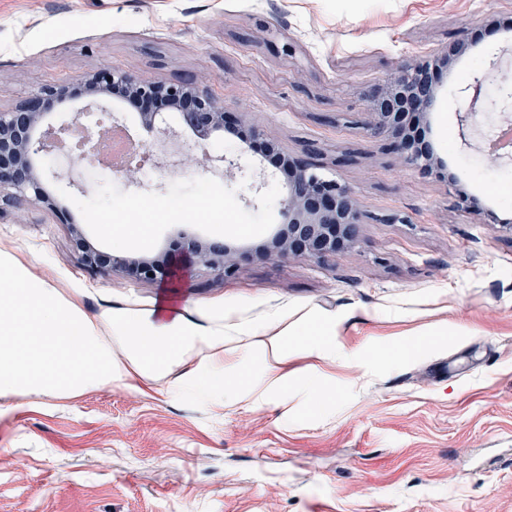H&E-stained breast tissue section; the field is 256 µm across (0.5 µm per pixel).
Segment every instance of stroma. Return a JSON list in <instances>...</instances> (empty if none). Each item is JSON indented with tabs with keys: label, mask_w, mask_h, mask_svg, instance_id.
<instances>
[{
	"label": "stroma",
	"mask_w": 512,
	"mask_h": 512,
	"mask_svg": "<svg viewBox=\"0 0 512 512\" xmlns=\"http://www.w3.org/2000/svg\"><path fill=\"white\" fill-rule=\"evenodd\" d=\"M467 38L419 118L445 163L425 176L367 137L369 94ZM107 64L208 90L234 113V133L202 141L167 111L178 136L157 142L133 102L112 101L153 143V174L49 155L53 206L0 207V251L91 316L171 297L192 313L284 310L283 331L335 319L336 357L320 364L331 398L316 417L301 392L228 407L184 367L138 390L0 395V512H512V156L490 147L512 116L500 92L512 85V0H0V112ZM477 74L479 122L465 128ZM252 126L292 158L315 144L322 174L354 189L365 214L354 247L323 260L263 255L288 179L241 139ZM347 152L352 162L337 164ZM205 153L238 167L204 166ZM463 195L480 213L458 209ZM110 211L151 236L118 244L101 219ZM76 228L121 257L160 256L185 236L218 241L240 265L225 278L94 275ZM426 333L433 342L412 356L379 362Z\"/></svg>",
	"instance_id": "obj_1"
}]
</instances>
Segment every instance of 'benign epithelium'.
I'll return each instance as SVG.
<instances>
[{"instance_id":"obj_1","label":"benign epithelium","mask_w":512,"mask_h":512,"mask_svg":"<svg viewBox=\"0 0 512 512\" xmlns=\"http://www.w3.org/2000/svg\"><path fill=\"white\" fill-rule=\"evenodd\" d=\"M469 43L457 40L433 55L400 67L384 84L370 94L373 104L372 121L366 132L370 138L387 137L391 147L403 162L422 174L430 173L441 160L412 141L400 118L406 114L427 112L437 98L434 63L448 64L464 55ZM76 83L83 95L93 102L113 98L134 100L141 107L142 125L152 131L160 110L168 107L179 125L207 140L224 134L231 113L209 94L189 83L166 84L146 82L128 73H119L105 66ZM484 78L476 77L470 88L473 95L465 110L464 121L477 115L475 104L480 100ZM67 84L45 85L32 92L15 110L0 113V194L13 202L34 199L46 204L49 198L42 187L41 158L55 147L57 134L65 126L55 127L47 121L48 109L69 99ZM308 158L289 159L291 170L288 194L282 201L285 222L266 249L270 256L286 258L305 254L322 259L359 241V224L363 214L352 189L327 179L317 172L318 165L310 161L317 149H306ZM73 241L85 267L91 271L110 273L121 270L137 279H157L165 275L173 259L189 266L205 269L220 277L235 273L238 260L226 245L197 238L186 240L176 253L161 259L116 257L92 246L82 231L73 229ZM153 276H148V273Z\"/></svg>"}]
</instances>
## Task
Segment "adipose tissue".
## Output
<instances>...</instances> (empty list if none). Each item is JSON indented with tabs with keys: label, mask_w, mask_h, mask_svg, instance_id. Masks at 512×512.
I'll return each mask as SVG.
<instances>
[{
	"label": "adipose tissue",
	"mask_w": 512,
	"mask_h": 512,
	"mask_svg": "<svg viewBox=\"0 0 512 512\" xmlns=\"http://www.w3.org/2000/svg\"><path fill=\"white\" fill-rule=\"evenodd\" d=\"M285 313L240 321L227 310L194 318L172 306L112 307L88 317L76 301L0 252V393L74 395L89 388L150 384L176 366L196 362L195 388L223 393L228 404L287 401L299 387L324 400L316 365L290 370L299 354L336 355L333 320L279 332ZM264 337L255 347V337Z\"/></svg>",
	"instance_id": "ef3b65f1"
}]
</instances>
